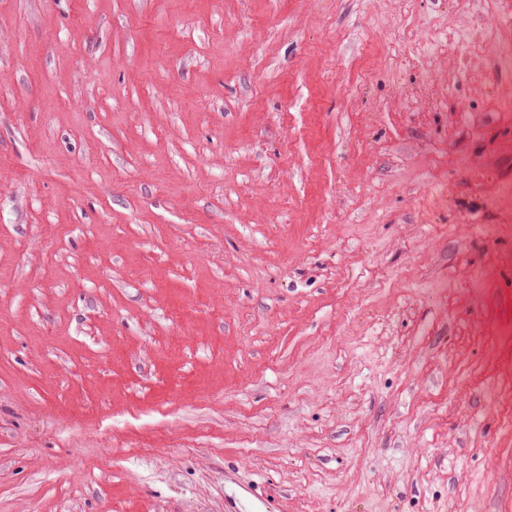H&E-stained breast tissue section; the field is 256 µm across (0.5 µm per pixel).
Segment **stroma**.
Masks as SVG:
<instances>
[{
  "label": "stroma",
  "instance_id": "35a3bbf8",
  "mask_svg": "<svg viewBox=\"0 0 512 512\" xmlns=\"http://www.w3.org/2000/svg\"><path fill=\"white\" fill-rule=\"evenodd\" d=\"M512 0H0V512H512Z\"/></svg>",
  "mask_w": 512,
  "mask_h": 512
}]
</instances>
